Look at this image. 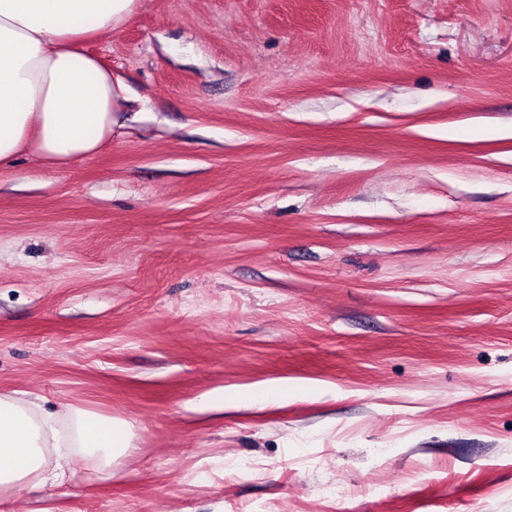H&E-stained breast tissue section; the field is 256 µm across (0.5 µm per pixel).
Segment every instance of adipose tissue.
<instances>
[{"label":"adipose tissue","mask_w":512,"mask_h":512,"mask_svg":"<svg viewBox=\"0 0 512 512\" xmlns=\"http://www.w3.org/2000/svg\"><path fill=\"white\" fill-rule=\"evenodd\" d=\"M139 0H0V167L29 151L54 167L112 137L122 83L85 44L126 24ZM133 446L127 422L0 394V493L59 486L77 463L111 475Z\"/></svg>","instance_id":"adipose-tissue-1"}]
</instances>
